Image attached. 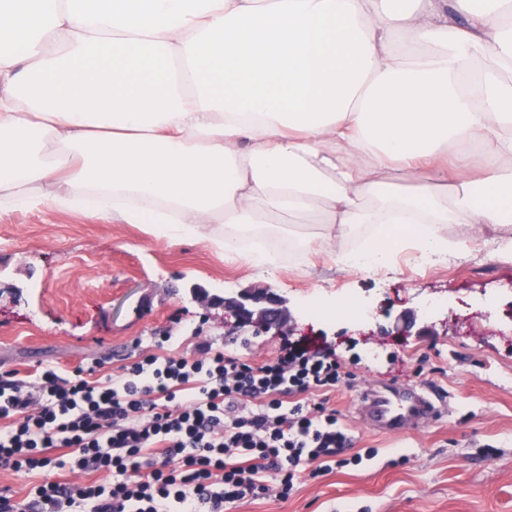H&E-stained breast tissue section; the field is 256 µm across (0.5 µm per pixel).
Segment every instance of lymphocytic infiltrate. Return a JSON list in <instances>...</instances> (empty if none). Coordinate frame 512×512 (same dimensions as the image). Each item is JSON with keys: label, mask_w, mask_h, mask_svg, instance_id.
<instances>
[{"label": "lymphocytic infiltrate", "mask_w": 512, "mask_h": 512, "mask_svg": "<svg viewBox=\"0 0 512 512\" xmlns=\"http://www.w3.org/2000/svg\"><path fill=\"white\" fill-rule=\"evenodd\" d=\"M195 356L144 355L118 374L0 371V468L38 473L27 502L0 512H225L298 473L324 475L349 438L323 394L350 376L334 355L289 351L260 364L204 342ZM92 481L55 477L56 451Z\"/></svg>", "instance_id": "lymphocytic-infiltrate-1"}]
</instances>
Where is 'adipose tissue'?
Returning a JSON list of instances; mask_svg holds the SVG:
<instances>
[{
	"mask_svg": "<svg viewBox=\"0 0 512 512\" xmlns=\"http://www.w3.org/2000/svg\"><path fill=\"white\" fill-rule=\"evenodd\" d=\"M43 205L174 241L378 224L380 267L394 224L512 250V0H0V212Z\"/></svg>",
	"mask_w": 512,
	"mask_h": 512,
	"instance_id": "adipose-tissue-1",
	"label": "adipose tissue"
}]
</instances>
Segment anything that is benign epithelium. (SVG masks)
I'll use <instances>...</instances> for the list:
<instances>
[{
  "instance_id": "1",
  "label": "benign epithelium",
  "mask_w": 512,
  "mask_h": 512,
  "mask_svg": "<svg viewBox=\"0 0 512 512\" xmlns=\"http://www.w3.org/2000/svg\"><path fill=\"white\" fill-rule=\"evenodd\" d=\"M190 295L202 307H222L232 312L242 324L259 330L274 328L284 332L290 326L291 315L287 301L273 292L224 297L195 286L190 289Z\"/></svg>"
}]
</instances>
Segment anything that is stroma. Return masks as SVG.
Instances as JSON below:
<instances>
[{
	"instance_id": "1",
	"label": "stroma",
	"mask_w": 512,
	"mask_h": 512,
	"mask_svg": "<svg viewBox=\"0 0 512 512\" xmlns=\"http://www.w3.org/2000/svg\"><path fill=\"white\" fill-rule=\"evenodd\" d=\"M440 232L467 250L427 267L407 253L354 270L340 259L346 244L367 237L354 224L331 249L266 271L208 243L81 210L2 212L0 368L70 372L98 363L113 373L155 351L164 333L168 352L197 353L204 339L250 362L275 358L290 342L326 349L354 373L328 400L352 440L348 465L300 475L288 499H251L231 512H512V253L488 224ZM194 285L228 297L273 291L287 299L292 328L254 334L223 308L193 301ZM434 297L443 307L425 314ZM343 299L371 312L368 327L311 312ZM393 381L434 386L447 417L401 434L370 429L360 393Z\"/></svg>"
}]
</instances>
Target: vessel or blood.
Instances as JSON below:
<instances>
[{"instance_id":"vessel-or-blood-1","label":"vessel or blood","mask_w":512,"mask_h":512,"mask_svg":"<svg viewBox=\"0 0 512 512\" xmlns=\"http://www.w3.org/2000/svg\"><path fill=\"white\" fill-rule=\"evenodd\" d=\"M361 401L370 427L387 434L415 429L448 414L445 400L422 384L392 382L380 389L370 388L362 393Z\"/></svg>"}]
</instances>
